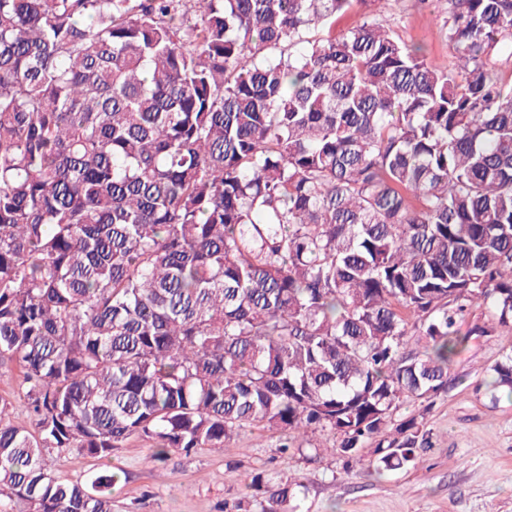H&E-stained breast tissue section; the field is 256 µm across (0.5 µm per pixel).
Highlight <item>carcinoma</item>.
<instances>
[{"label": "carcinoma", "mask_w": 512, "mask_h": 512, "mask_svg": "<svg viewBox=\"0 0 512 512\" xmlns=\"http://www.w3.org/2000/svg\"><path fill=\"white\" fill-rule=\"evenodd\" d=\"M351 0H0V512H112L47 453L333 433L415 468L465 338L512 334V0H444L456 63ZM490 386L512 397V355ZM222 512H302L245 477ZM20 377L17 369L12 371L10 377L0 375V403H7L6 420L19 428L30 429L32 422L25 408L21 390L19 388Z\"/></svg>", "instance_id": "1"}]
</instances>
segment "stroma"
<instances>
[{"label":"stroma","instance_id":"1","mask_svg":"<svg viewBox=\"0 0 512 512\" xmlns=\"http://www.w3.org/2000/svg\"><path fill=\"white\" fill-rule=\"evenodd\" d=\"M443 0H352L332 28L340 33L372 17L393 25L408 42L422 43L428 62L453 60L439 19ZM475 316L458 324L467 343L455 358L448 391L429 408L403 402L398 418L423 413L430 446L417 468L383 475L344 472L341 461L316 457L314 446L332 443L329 433L311 435V451L283 455L278 437L243 431L223 451L207 448L172 453L155 462L150 441L134 437L100 463L76 448L53 450L54 473L86 479L101 466L124 472L112 495L113 512H222L247 493L244 477L256 469L293 478L306 487L304 512H512V400L494 398L485 381L491 367L512 350V337L475 336Z\"/></svg>","mask_w":512,"mask_h":512}]
</instances>
